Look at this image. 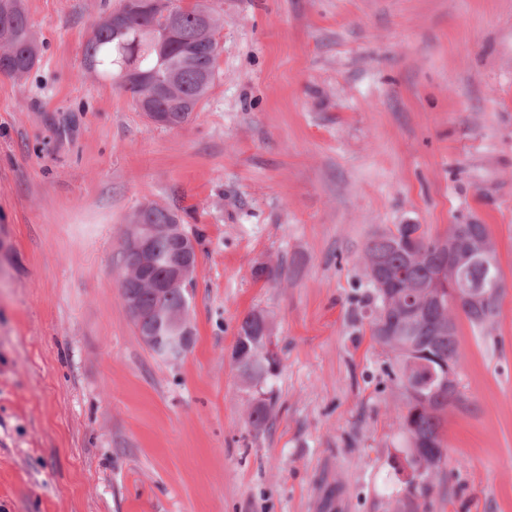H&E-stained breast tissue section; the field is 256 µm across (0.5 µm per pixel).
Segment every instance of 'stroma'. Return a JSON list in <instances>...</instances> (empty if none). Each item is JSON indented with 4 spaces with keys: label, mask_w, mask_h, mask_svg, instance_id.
I'll list each match as a JSON object with an SVG mask.
<instances>
[{
    "label": "stroma",
    "mask_w": 512,
    "mask_h": 512,
    "mask_svg": "<svg viewBox=\"0 0 512 512\" xmlns=\"http://www.w3.org/2000/svg\"><path fill=\"white\" fill-rule=\"evenodd\" d=\"M212 2L215 82L165 128L84 66L118 0H26L41 59L0 75V512H395L402 399L360 256L397 224L487 225L504 285L493 329L458 322L466 402L417 512H512V0ZM148 203L197 241L175 364L118 285ZM254 310L279 357L259 434L232 359Z\"/></svg>",
    "instance_id": "35a3bbf8"
}]
</instances>
